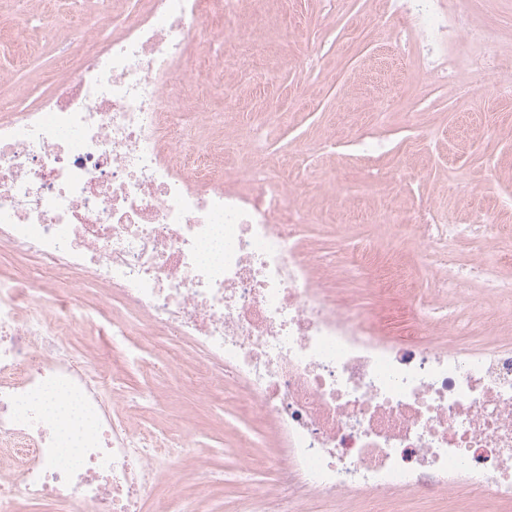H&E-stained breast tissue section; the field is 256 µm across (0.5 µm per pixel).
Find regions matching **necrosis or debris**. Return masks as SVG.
I'll return each instance as SVG.
<instances>
[{"mask_svg": "<svg viewBox=\"0 0 512 512\" xmlns=\"http://www.w3.org/2000/svg\"><path fill=\"white\" fill-rule=\"evenodd\" d=\"M122 31L96 42L95 23L71 42L80 62L37 107L0 116V246L34 258L40 278L0 287V512L19 500L57 512H144L159 474L177 473L190 432L131 430L125 395L109 388L90 354L68 341L87 319L80 300L96 284L95 326L124 363L139 365L138 333L193 344L207 356V385L229 376L243 405L270 419L283 454L250 512H284V496L312 489L342 502L361 488L374 502L400 495L458 496L475 512L512 503V344L430 345L428 316L407 339L378 331L323 284L288 220L287 186L228 190L206 155L183 139L182 106L194 92L193 37L216 0H137ZM421 50L473 40L488 48L475 85L502 87L491 30L456 0H383ZM423 240L494 244L482 213L470 224L378 217ZM224 234L217 264L202 250ZM68 294L47 299L58 280ZM137 325L110 315L112 304ZM201 388V395L209 390ZM74 403L81 420L50 414ZM77 436L81 463L57 458Z\"/></svg>", "mask_w": 512, "mask_h": 512, "instance_id": "4bbe7bcc", "label": "necrosis or debris"}]
</instances>
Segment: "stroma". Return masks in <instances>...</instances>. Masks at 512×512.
I'll list each match as a JSON object with an SVG mask.
<instances>
[{
  "label": "stroma",
  "instance_id": "stroma-1",
  "mask_svg": "<svg viewBox=\"0 0 512 512\" xmlns=\"http://www.w3.org/2000/svg\"><path fill=\"white\" fill-rule=\"evenodd\" d=\"M123 0H0V102L23 109L48 92L69 62L68 39L89 15L96 35L113 33L112 16ZM464 11L496 30L495 48L512 57V0H464ZM217 23L238 30L240 67L203 106L186 101L183 129L190 146L223 142L230 164L247 166L288 188V209L305 248L318 260L332 295L378 315L381 330H409L410 297L440 319L431 340L448 341V312L457 305L448 267L427 265L422 240L394 236L373 213L394 207L417 215L429 208L433 223L465 224L477 212L503 225L500 247H512V92L474 87L476 48L439 47L440 71L449 81L420 75L417 47L407 29L375 0H233ZM376 145L367 153L365 145ZM497 248L476 238L456 240L452 252L464 267L481 265L512 280ZM467 287L494 308L497 326L463 336L466 346L512 341V302L488 297L481 280ZM78 349L96 354L108 376L131 397L165 389V413L129 411L132 425L162 433L191 426L195 451L181 464L178 484L168 475L146 512H244L266 490L278 453L271 422L237 403L239 385L225 379L201 398L195 380L206 362L186 342L139 336L145 361L127 367L108 336L87 327ZM249 435L255 466L241 472L238 441ZM207 458L198 470V458ZM371 496L353 490L336 506L317 492L289 504L288 512H370Z\"/></svg>",
  "mask_w": 512,
  "mask_h": 512
}]
</instances>
